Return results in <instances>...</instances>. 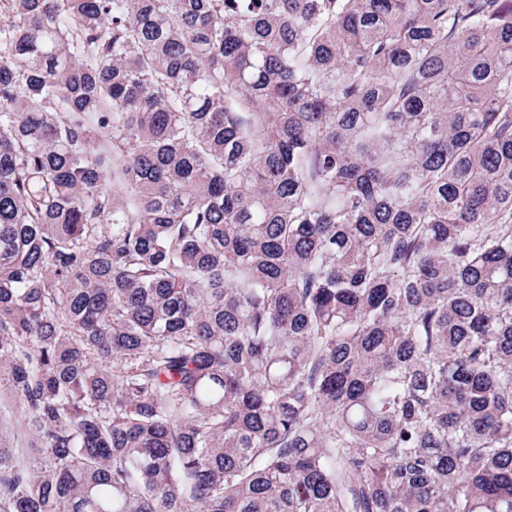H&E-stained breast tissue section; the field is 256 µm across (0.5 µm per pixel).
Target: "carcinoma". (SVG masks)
Returning a JSON list of instances; mask_svg holds the SVG:
<instances>
[{"mask_svg":"<svg viewBox=\"0 0 512 512\" xmlns=\"http://www.w3.org/2000/svg\"><path fill=\"white\" fill-rule=\"evenodd\" d=\"M0 512H512V0H0Z\"/></svg>","mask_w":512,"mask_h":512,"instance_id":"cac0c4a2","label":"carcinoma"}]
</instances>
